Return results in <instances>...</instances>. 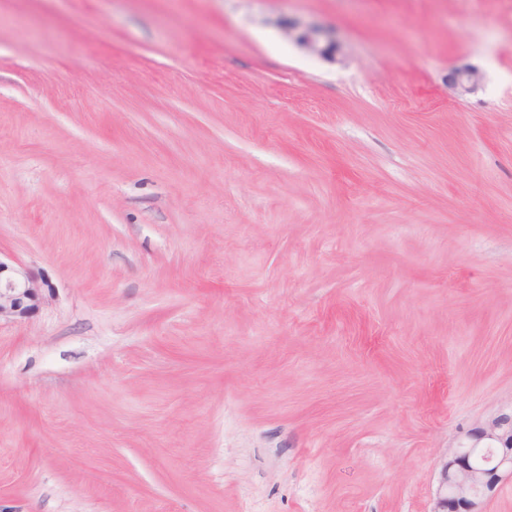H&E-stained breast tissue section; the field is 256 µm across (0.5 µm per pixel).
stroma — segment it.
Instances as JSON below:
<instances>
[{"instance_id":"35a3bbf8","label":"stroma","mask_w":512,"mask_h":512,"mask_svg":"<svg viewBox=\"0 0 512 512\" xmlns=\"http://www.w3.org/2000/svg\"><path fill=\"white\" fill-rule=\"evenodd\" d=\"M0 259V512H432L512 409V0H0ZM295 42L311 54L331 59L336 56V41L332 31L322 26H309L295 37ZM481 79L482 76L476 68L465 66L453 70L448 75V84L456 91L467 93L474 91ZM49 285L26 268L0 259V321L23 320L32 316L46 301Z\"/></svg>"}]
</instances>
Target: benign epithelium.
I'll use <instances>...</instances> for the list:
<instances>
[{
	"mask_svg": "<svg viewBox=\"0 0 512 512\" xmlns=\"http://www.w3.org/2000/svg\"><path fill=\"white\" fill-rule=\"evenodd\" d=\"M295 42L311 54L330 59L336 55L332 31L322 26L302 29ZM482 76L470 66L453 70L449 86L459 92L477 88ZM48 284L26 268L0 260V319L23 320L46 301ZM512 476V410L469 429L443 461L432 512H481L480 501L494 492L504 475Z\"/></svg>",
	"mask_w": 512,
	"mask_h": 512,
	"instance_id": "obj_1",
	"label": "benign epithelium"
}]
</instances>
